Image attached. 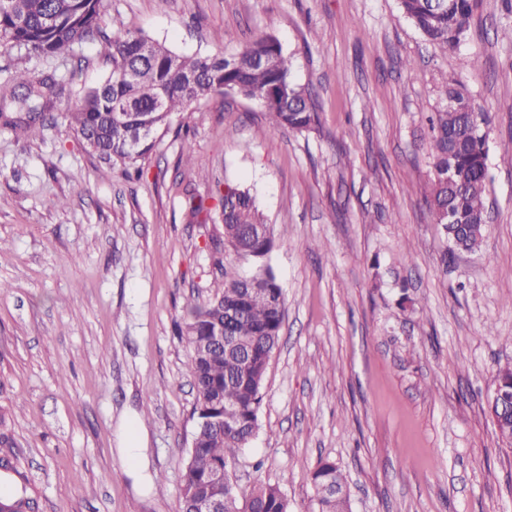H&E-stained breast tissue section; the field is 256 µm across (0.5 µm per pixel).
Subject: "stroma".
I'll return each mask as SVG.
<instances>
[{"instance_id": "1", "label": "stroma", "mask_w": 512, "mask_h": 512, "mask_svg": "<svg viewBox=\"0 0 512 512\" xmlns=\"http://www.w3.org/2000/svg\"><path fill=\"white\" fill-rule=\"evenodd\" d=\"M106 33L180 54L275 36L314 99L311 131L273 130L237 95L175 114L139 174L103 172L68 129L108 76L96 44L32 61L57 80L30 137L0 122V430L36 512H178L194 420L187 299H212L235 262L212 196L248 188L274 230L286 318L260 430L236 464L240 496L279 485L316 512L311 474L339 464L352 512H512V448L487 413L512 360V22L479 0L471 33L429 47L398 0H103ZM480 70H472L473 62ZM456 74L486 114L491 215L454 252L425 201L429 116ZM210 215L191 217V201ZM411 253L412 263L400 260ZM139 415L153 481L122 466Z\"/></svg>"}]
</instances>
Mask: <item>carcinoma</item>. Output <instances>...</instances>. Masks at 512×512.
Returning <instances> with one entry per match:
<instances>
[{
  "label": "carcinoma",
  "mask_w": 512,
  "mask_h": 512,
  "mask_svg": "<svg viewBox=\"0 0 512 512\" xmlns=\"http://www.w3.org/2000/svg\"><path fill=\"white\" fill-rule=\"evenodd\" d=\"M408 20L431 46L457 47L469 34L477 0H399ZM98 43L112 59V73L87 89L80 104L65 115L69 128L93 144V153L109 169L129 168L154 148L171 117L195 102L235 94L257 102L273 129L309 131L317 124L310 93L293 77L292 59L279 41L265 35L239 54L187 56L143 33L112 39L103 27V0H0V53L31 61L69 55L74 46ZM22 114L5 123L36 135L44 126L43 92L25 67L6 80ZM441 108L430 118L433 171L426 202L433 223L442 226L457 251L481 247L488 227L475 220L487 210L489 173L484 112L464 88L449 78ZM149 135H141L144 123ZM454 171L456 183L445 179ZM224 241L251 263L258 290L250 289L235 267L224 269V288L213 299L186 302L180 336L189 347L187 368L196 391L195 419L180 495V512H191L201 496L224 503V512H290L280 486L258 483L240 502L235 480L239 453L259 429L258 413L269 359L277 349L285 317V296L269 264L273 228L250 191L227 179L217 189ZM237 343L226 352L212 342L216 324ZM224 472L215 482L213 473ZM318 512H349L346 479L331 460L312 474ZM3 512H33L34 500L23 484L0 497Z\"/></svg>",
  "instance_id": "1"
}]
</instances>
